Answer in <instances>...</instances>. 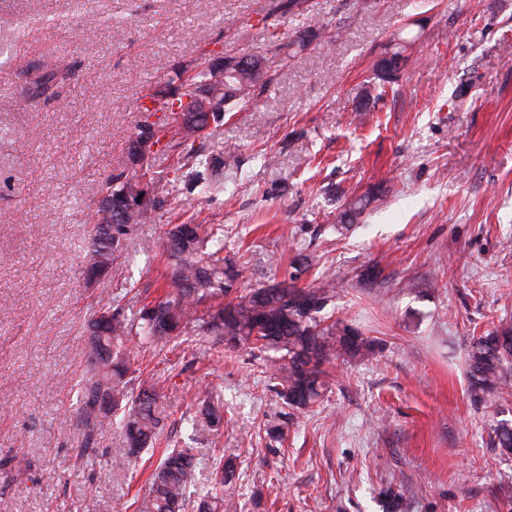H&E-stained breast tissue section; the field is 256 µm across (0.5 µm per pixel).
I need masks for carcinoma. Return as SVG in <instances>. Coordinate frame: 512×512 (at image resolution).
<instances>
[{"instance_id": "obj_1", "label": "carcinoma", "mask_w": 512, "mask_h": 512, "mask_svg": "<svg viewBox=\"0 0 512 512\" xmlns=\"http://www.w3.org/2000/svg\"><path fill=\"white\" fill-rule=\"evenodd\" d=\"M384 67L376 63L375 71L384 82L410 62L403 51L389 54ZM270 65L263 58H252L247 67L222 70L205 63L198 78L184 79L175 73L151 94L156 112L172 113L178 123L177 110L184 108L183 98L192 96L198 88L221 86L222 101L234 106L249 97L255 88L263 86ZM224 123V113L190 112L184 126L175 130L165 147L177 152V163L171 177L151 182L152 203L127 212L119 224H111L100 210H94L89 232V244L83 266L86 269L100 264H112V256L121 252L123 240L139 224L153 219L156 204L178 187L183 178L191 181L190 191L203 198L211 189L207 171L209 163L194 147L197 130ZM129 177L124 161L119 160L115 172L102 183L100 194L117 195L123 181ZM203 225L174 224L162 242L163 253L169 260L171 289L152 305L142 309L140 318L129 320L120 309L112 306V298L99 302L96 313L109 318L107 333L95 332V323L88 320L86 359L88 372L78 387V435L80 447L90 448L98 432L117 423L122 428L127 454L139 457L157 438L162 419L158 412L159 393L156 386L137 375L131 363L134 342L143 347H164L192 329L196 335L214 337L222 345L233 340L229 349L251 344L257 349H272L282 353V363L275 370L273 386L277 396L293 409L305 410L317 404L324 395L323 365L331 358L345 355L360 358L370 349L369 342L354 330L336 324H324L320 313L326 307L333 286L323 283L300 288L296 281L308 268L306 257L296 256L294 273L272 286L257 288L237 302L221 303L219 299L230 291L239 271L224 266V229L218 224L210 229L212 250H204ZM471 393L476 401L504 398L512 393V325L502 326L487 334L472 338L466 355ZM109 400L106 411L96 409L98 398ZM200 408L192 419L193 436L214 439L224 427V407L216 403L209 388L204 386L198 399ZM493 449L501 455L512 454V424L507 420L492 428ZM196 467L192 448H167L151 473L148 488L139 501L138 512H185L189 506V485ZM209 489L196 504L197 512H224V465Z\"/></svg>"}]
</instances>
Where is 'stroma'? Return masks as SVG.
<instances>
[{"label": "stroma", "instance_id": "stroma-1", "mask_svg": "<svg viewBox=\"0 0 512 512\" xmlns=\"http://www.w3.org/2000/svg\"><path fill=\"white\" fill-rule=\"evenodd\" d=\"M279 2L0 0V512H136L164 449L188 445L191 494L223 460L236 512H512L497 496L512 457L489 446L512 401L475 402L466 366L472 337L512 324V0ZM399 44L411 62L382 83L375 64ZM225 54L274 68L199 139L224 160L218 184L161 203L84 287L100 186L142 102ZM53 68L67 78L29 97ZM190 220L223 225L231 298L307 255L298 287L333 279L325 315L374 349L326 363L305 413L270 389L275 351L140 349L156 444L129 465L115 427L79 454L83 324L101 294L133 319L168 291L164 233ZM203 382L229 421L215 444L190 439Z\"/></svg>", "mask_w": 512, "mask_h": 512}]
</instances>
